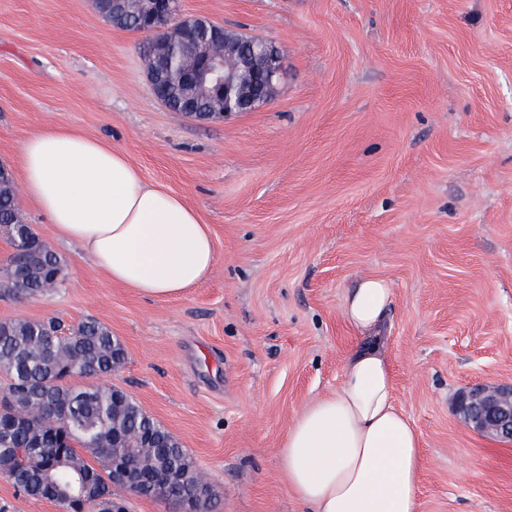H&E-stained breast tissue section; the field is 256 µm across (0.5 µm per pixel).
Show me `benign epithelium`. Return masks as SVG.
I'll use <instances>...</instances> for the list:
<instances>
[{
    "instance_id": "1",
    "label": "benign epithelium",
    "mask_w": 512,
    "mask_h": 512,
    "mask_svg": "<svg viewBox=\"0 0 512 512\" xmlns=\"http://www.w3.org/2000/svg\"><path fill=\"white\" fill-rule=\"evenodd\" d=\"M112 13L135 20L140 31H158L145 54L146 72L154 94L167 102L164 89L174 76H184L188 99H209L208 116L224 117L246 112L268 101L283 76L278 47L263 39H243L206 17H184L180 0H112ZM457 412L475 431L512 440V385L479 384L464 390ZM112 483L139 493L154 482L152 475L130 467L124 435L112 436ZM181 480L165 486V498L178 502L184 512H197L196 501L180 488Z\"/></svg>"
}]
</instances>
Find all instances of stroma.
<instances>
[{
    "mask_svg": "<svg viewBox=\"0 0 512 512\" xmlns=\"http://www.w3.org/2000/svg\"><path fill=\"white\" fill-rule=\"evenodd\" d=\"M274 42L284 76L251 112L165 108L147 32L92 0H0V165L49 127L110 142L208 224L216 259L178 298L112 282L25 194L65 262L48 295L0 297V321L106 323L107 381L207 475L212 512H306L280 445L336 389L357 338L346 291L393 288L381 332L423 448L417 512H512V442L469 429L457 395L512 383V0H180Z\"/></svg>",
    "mask_w": 512,
    "mask_h": 512,
    "instance_id": "1",
    "label": "stroma"
}]
</instances>
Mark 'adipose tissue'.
<instances>
[{
    "label": "adipose tissue",
    "instance_id": "adipose-tissue-1",
    "mask_svg": "<svg viewBox=\"0 0 512 512\" xmlns=\"http://www.w3.org/2000/svg\"><path fill=\"white\" fill-rule=\"evenodd\" d=\"M20 164L26 196L113 282L174 298L210 274L208 225L111 145L50 127L23 143ZM392 299L382 277L348 288L343 313L361 343L336 390L308 405L281 443L288 485L308 512H416L422 443L378 336Z\"/></svg>",
    "mask_w": 512,
    "mask_h": 512
}]
</instances>
